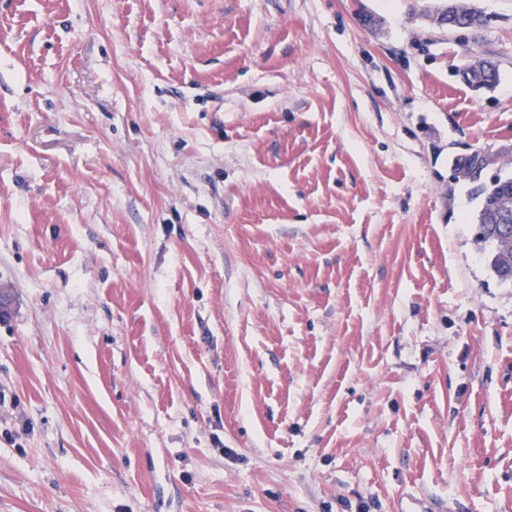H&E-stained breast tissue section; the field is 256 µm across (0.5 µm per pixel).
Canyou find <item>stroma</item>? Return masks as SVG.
<instances>
[{
  "mask_svg": "<svg viewBox=\"0 0 512 512\" xmlns=\"http://www.w3.org/2000/svg\"><path fill=\"white\" fill-rule=\"evenodd\" d=\"M464 2L0 0V512H512ZM451 7L448 10V1L447 3L441 7L438 11H443L446 13V18H448V25L456 28H469V27H478L473 21L479 18L480 14L476 15V12L471 8H468L466 5L462 3L461 0H451ZM437 11V12H438ZM436 12V14H437Z\"/></svg>",
  "mask_w": 512,
  "mask_h": 512,
  "instance_id": "stroma-1",
  "label": "stroma"
}]
</instances>
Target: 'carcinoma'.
<instances>
[{
  "label": "carcinoma",
  "instance_id": "obj_1",
  "mask_svg": "<svg viewBox=\"0 0 512 512\" xmlns=\"http://www.w3.org/2000/svg\"><path fill=\"white\" fill-rule=\"evenodd\" d=\"M446 13L448 25L456 28L474 26L478 18L476 12L462 3L451 0V6L441 7ZM470 83L477 87L489 86L497 81L496 67L490 62H483L467 71ZM483 159L475 154L466 158L458 167L457 178L470 185L471 195L479 200L476 219L477 241L487 249V260L491 271L503 283L512 282V268L504 259L503 246L498 242L490 224L506 215L512 221V176L497 175L490 181L482 180Z\"/></svg>",
  "mask_w": 512,
  "mask_h": 512
}]
</instances>
